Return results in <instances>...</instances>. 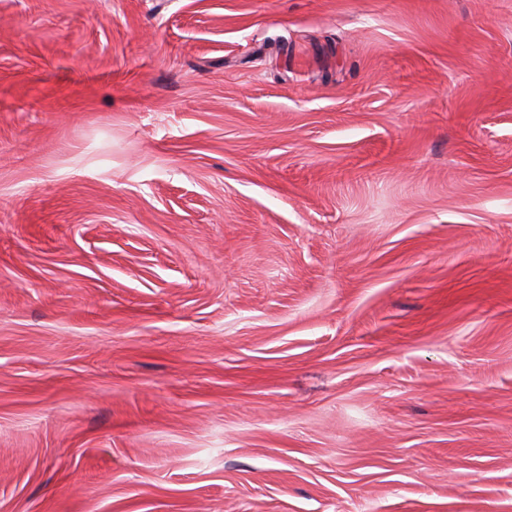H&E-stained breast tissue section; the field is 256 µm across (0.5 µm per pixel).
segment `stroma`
<instances>
[{"instance_id": "obj_1", "label": "stroma", "mask_w": 512, "mask_h": 512, "mask_svg": "<svg viewBox=\"0 0 512 512\" xmlns=\"http://www.w3.org/2000/svg\"><path fill=\"white\" fill-rule=\"evenodd\" d=\"M0 512H512V0H0Z\"/></svg>"}]
</instances>
